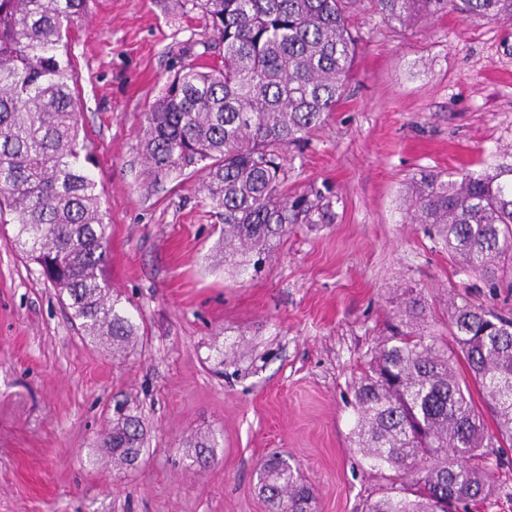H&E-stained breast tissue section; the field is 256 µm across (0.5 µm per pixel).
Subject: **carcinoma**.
I'll use <instances>...</instances> for the list:
<instances>
[{
	"mask_svg": "<svg viewBox=\"0 0 512 512\" xmlns=\"http://www.w3.org/2000/svg\"><path fill=\"white\" fill-rule=\"evenodd\" d=\"M352 0H201L222 53L170 75L145 112L142 174L162 183L191 171L223 223L224 262L271 253L298 221L281 194L279 150L318 128L344 96L357 40ZM405 26L451 10L465 20L512 22V0H370ZM85 0H0V224L80 321L86 335L127 346L137 327L117 308L106 276L109 225L96 180L80 163L77 77L64 52ZM411 223L437 236L464 268L488 276L512 262V164L481 173L422 171L405 199ZM398 323L354 384L353 445L371 467L410 488L365 512H462L493 486L477 460L512 444V317L456 294L449 339L426 334L421 294L406 289ZM479 392L476 403L473 392ZM497 432L484 424L483 409ZM115 466L143 447L137 419L103 440ZM193 463L212 457L193 444ZM283 458L262 467L271 512H315L310 487Z\"/></svg>",
	"mask_w": 512,
	"mask_h": 512,
	"instance_id": "cac0c4a2",
	"label": "carcinoma"
}]
</instances>
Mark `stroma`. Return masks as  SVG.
Returning a JSON list of instances; mask_svg holds the SVG:
<instances>
[{
  "instance_id": "1",
  "label": "stroma",
  "mask_w": 512,
  "mask_h": 512,
  "mask_svg": "<svg viewBox=\"0 0 512 512\" xmlns=\"http://www.w3.org/2000/svg\"><path fill=\"white\" fill-rule=\"evenodd\" d=\"M67 34L88 168L109 224L108 279L138 328L115 355L84 336L39 267L0 235V512H269L259 465L291 456L318 512H361L392 472L353 449V384L405 288L448 333L452 293L512 314V268L465 271L407 223L423 170L512 164V24L448 12L403 27L355 0L358 37L343 99L281 153L299 220L260 267L224 263L222 223L200 176L141 174L144 112L170 72L216 59L196 0H88ZM144 433L138 462L101 465L117 410ZM213 441L207 464L186 442ZM512 512V447L484 463Z\"/></svg>"
}]
</instances>
